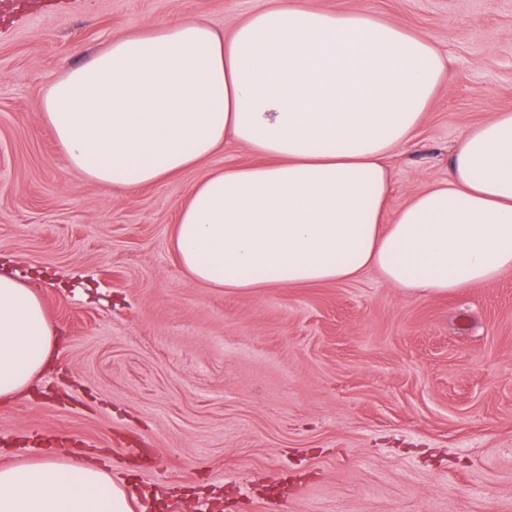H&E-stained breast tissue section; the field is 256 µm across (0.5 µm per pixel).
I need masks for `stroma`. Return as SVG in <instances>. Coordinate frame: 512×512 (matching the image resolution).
I'll list each match as a JSON object with an SVG mask.
<instances>
[{
  "label": "stroma",
  "instance_id": "stroma-1",
  "mask_svg": "<svg viewBox=\"0 0 512 512\" xmlns=\"http://www.w3.org/2000/svg\"><path fill=\"white\" fill-rule=\"evenodd\" d=\"M0 16V256L57 330L49 368L0 404V465L103 459L133 512H512V269L444 296L379 272L253 291L183 268L193 185L247 148L127 191L74 170L36 95L111 40L195 17L228 34L269 0H26ZM365 10L449 59L388 160L398 210L448 176L469 127L512 111V0H303Z\"/></svg>",
  "mask_w": 512,
  "mask_h": 512
}]
</instances>
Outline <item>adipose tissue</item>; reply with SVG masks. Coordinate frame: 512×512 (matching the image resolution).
<instances>
[{
  "label": "adipose tissue",
  "instance_id": "ef3b65f1",
  "mask_svg": "<svg viewBox=\"0 0 512 512\" xmlns=\"http://www.w3.org/2000/svg\"><path fill=\"white\" fill-rule=\"evenodd\" d=\"M447 73L433 42L367 11L270 0L227 36L184 18L112 41L41 88L71 166L135 190L241 145L258 163L211 172L175 226L191 277L252 290L357 279L414 295L512 268V112L467 129L447 179L389 211L387 157ZM56 348L37 292L0 272V402ZM108 470L55 451L0 466V512H132Z\"/></svg>",
  "mask_w": 512,
  "mask_h": 512
}]
</instances>
